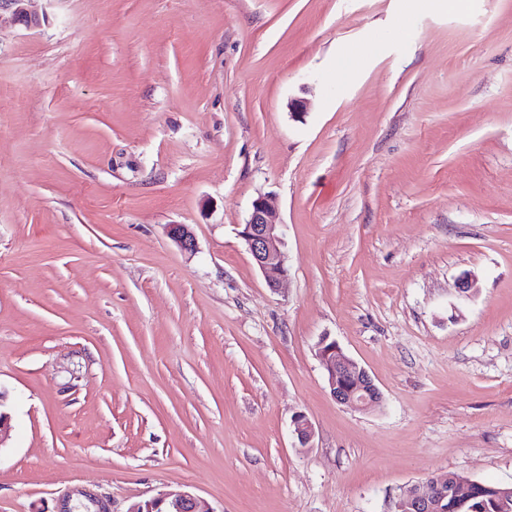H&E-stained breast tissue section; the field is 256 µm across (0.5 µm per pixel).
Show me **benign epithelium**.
Listing matches in <instances>:
<instances>
[{
	"instance_id": "obj_1",
	"label": "benign epithelium",
	"mask_w": 512,
	"mask_h": 512,
	"mask_svg": "<svg viewBox=\"0 0 512 512\" xmlns=\"http://www.w3.org/2000/svg\"><path fill=\"white\" fill-rule=\"evenodd\" d=\"M29 0H0V10L11 11L13 19L25 27L41 26L39 15L28 9ZM284 224L269 200L260 196L252 201L248 220L241 225L240 238L255 260L266 285L278 290L288 280V266L283 251ZM170 235L179 248L194 252L196 238L186 224L169 226ZM318 358L327 372V384L336 402L368 410L381 402L382 394L374 380L355 360L349 358L336 342L323 339L318 345ZM299 447L307 448L313 439L312 425L303 414L293 421ZM475 493V483L460 478L452 483L420 482L407 488L398 502V512H439L445 496L468 499ZM126 512H214L204 500L191 491L180 488L164 490L156 496L131 503Z\"/></svg>"
}]
</instances>
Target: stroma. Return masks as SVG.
<instances>
[{"mask_svg":"<svg viewBox=\"0 0 512 512\" xmlns=\"http://www.w3.org/2000/svg\"><path fill=\"white\" fill-rule=\"evenodd\" d=\"M29 8L40 27L0 15V512L171 488L397 512L434 475L512 485V0ZM261 195L277 291L238 235ZM324 338L379 406L336 403Z\"/></svg>","mask_w":512,"mask_h":512,"instance_id":"35a3bbf8","label":"stroma"}]
</instances>
